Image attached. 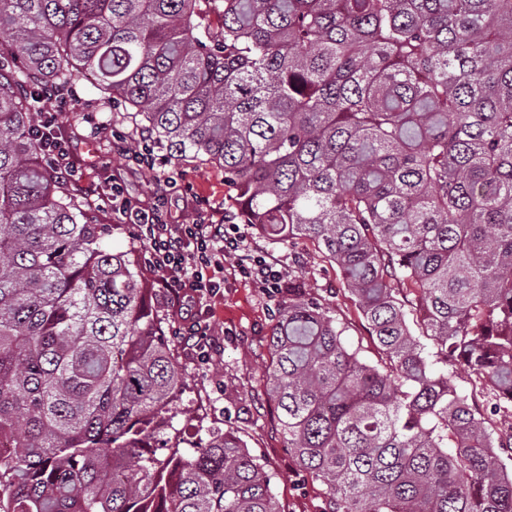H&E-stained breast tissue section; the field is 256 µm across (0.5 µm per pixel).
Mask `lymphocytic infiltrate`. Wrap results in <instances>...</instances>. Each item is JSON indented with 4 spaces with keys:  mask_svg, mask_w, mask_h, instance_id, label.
I'll return each mask as SVG.
<instances>
[{
    "mask_svg": "<svg viewBox=\"0 0 512 512\" xmlns=\"http://www.w3.org/2000/svg\"><path fill=\"white\" fill-rule=\"evenodd\" d=\"M110 201L125 223L137 227L147 244L145 258L163 272L161 286L175 305H194L216 295L224 285V259L231 254L236 257L234 272L241 279L272 293L284 286V271L247 245L239 225L181 223L163 200L142 207L124 197L117 182Z\"/></svg>",
    "mask_w": 512,
    "mask_h": 512,
    "instance_id": "lymphocytic-infiltrate-1",
    "label": "lymphocytic infiltrate"
}]
</instances>
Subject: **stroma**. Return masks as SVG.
Wrapping results in <instances>:
<instances>
[{
    "label": "stroma",
    "instance_id": "35a3bbf8",
    "mask_svg": "<svg viewBox=\"0 0 512 512\" xmlns=\"http://www.w3.org/2000/svg\"><path fill=\"white\" fill-rule=\"evenodd\" d=\"M71 94L78 109L61 115L59 131L81 171L78 185L87 194L99 222L108 227L103 242L116 252L132 248L137 255H144L145 246L133 237L132 225L120 222L108 200L116 180L122 182L128 197L145 204L153 203L160 193L157 170L138 166L132 160L142 132L121 105L99 112L100 94L91 79L78 78ZM94 111L99 112L104 126L91 141L86 137L82 115ZM116 131L124 137V150L114 147L112 134ZM176 169L189 191L184 196H173L170 207L184 223L209 220L218 224L225 215L235 213V192L225 184L222 169L196 161L177 164ZM246 233L249 245L264 252L306 293L318 298L331 315L347 324L346 341L359 348L366 361L377 362V346L338 269L317 245L302 239L272 241L251 226ZM280 301L279 294L266 292L241 280L232 269H225L223 292L210 301L215 334L206 361L186 337L176 333L187 316L186 310L160 303L159 315L186 380L183 401L188 409L187 414L163 425L162 430L169 436L181 433L192 445L214 432H237L251 452L274 472L272 489L284 512H325V485L304 472L289 453L278 412L266 395V367L270 362L267 343Z\"/></svg>",
    "mask_w": 512,
    "mask_h": 512
}]
</instances>
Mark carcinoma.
Returning <instances> with one entry per match:
<instances>
[{"instance_id":"1","label":"carcinoma","mask_w":512,"mask_h":512,"mask_svg":"<svg viewBox=\"0 0 512 512\" xmlns=\"http://www.w3.org/2000/svg\"><path fill=\"white\" fill-rule=\"evenodd\" d=\"M86 75L343 276L377 362L295 282L268 343L329 512H512V0H0V512H283L235 432L155 444L184 393L159 289L37 121Z\"/></svg>"}]
</instances>
